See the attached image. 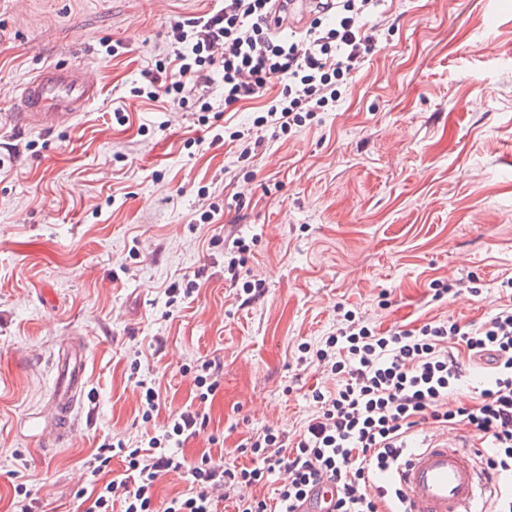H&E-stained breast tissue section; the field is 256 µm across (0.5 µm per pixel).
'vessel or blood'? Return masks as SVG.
Wrapping results in <instances>:
<instances>
[{
    "mask_svg": "<svg viewBox=\"0 0 512 512\" xmlns=\"http://www.w3.org/2000/svg\"><path fill=\"white\" fill-rule=\"evenodd\" d=\"M99 94L90 68L45 67L20 84L9 120L23 129L52 131L80 116ZM87 359L83 344L66 348L55 359L51 416L45 421L34 413L27 419L29 431L42 444L59 446L69 440L74 411L86 396ZM392 478L408 494V512H476L475 503L491 488L474 453L444 436L414 449ZM335 499L334 482L321 479L299 512H326Z\"/></svg>",
    "mask_w": 512,
    "mask_h": 512,
    "instance_id": "1",
    "label": "vessel or blood"
}]
</instances>
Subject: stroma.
Instances as JSON below:
<instances>
[{
    "mask_svg": "<svg viewBox=\"0 0 512 512\" xmlns=\"http://www.w3.org/2000/svg\"><path fill=\"white\" fill-rule=\"evenodd\" d=\"M218 0H0V512L16 486L45 512H76L80 475L113 435L158 434L205 411L178 453L239 449L271 427L297 434L332 375L300 343L352 310L386 330L479 321L512 277V0H387L380 49L332 110L288 133L256 128L222 90L174 106L147 98L176 22ZM91 65L99 98L50 132L16 130L15 89L49 64ZM211 111H201L202 101ZM261 134L238 161L233 131ZM250 241L240 283L232 238ZM475 282L432 297L434 280ZM263 284L244 294L243 281ZM194 283L170 302L171 284ZM88 343V399L69 442L20 434L44 408L53 360ZM218 359L200 401L191 370ZM160 393L142 421L140 381Z\"/></svg>",
    "mask_w": 512,
    "mask_h": 512,
    "instance_id": "1",
    "label": "stroma"
}]
</instances>
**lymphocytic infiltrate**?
<instances>
[{"label":"lymphocytic infiltrate","mask_w":512,"mask_h":512,"mask_svg":"<svg viewBox=\"0 0 512 512\" xmlns=\"http://www.w3.org/2000/svg\"><path fill=\"white\" fill-rule=\"evenodd\" d=\"M287 0H224L222 8L171 30L163 68L164 93L180 105L214 78L224 84V105L258 100L257 125L281 131L304 127L332 108L354 79L378 38L369 19L383 0H334L331 12L315 9L299 31L272 28ZM500 288L509 304L487 320L431 321L413 329L378 330L344 312L317 345L298 347L303 359L336 377L334 390L314 389L317 409L295 440L265 428L250 438V465L235 466L202 454L187 461L178 447L205 428L207 417L182 410L147 442L119 436L102 444L88 466L92 475L121 456L125 471L96 494L75 493L83 512H298L324 477L338 487L332 512H407L399 483H380L414 445L413 430L432 422L470 430L481 468L494 481L488 512H512V278ZM466 351L480 382L464 390L458 353ZM181 472L187 490L157 509L160 477ZM274 483L273 499L250 487Z\"/></svg>","instance_id":"lymphocytic-infiltrate-1"}]
</instances>
